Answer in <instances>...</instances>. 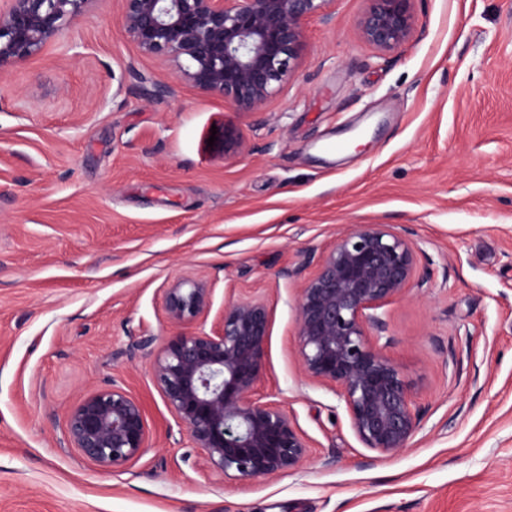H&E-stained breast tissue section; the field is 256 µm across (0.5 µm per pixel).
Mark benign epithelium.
Listing matches in <instances>:
<instances>
[{
	"label": "benign epithelium",
	"instance_id": "obj_1",
	"mask_svg": "<svg viewBox=\"0 0 512 512\" xmlns=\"http://www.w3.org/2000/svg\"><path fill=\"white\" fill-rule=\"evenodd\" d=\"M93 0H0V72L37 56L84 15ZM121 26L146 55L240 113L260 112L299 67L308 19L329 21L336 0H122ZM362 38L392 52L413 35L414 0H367ZM417 274L406 234L388 224H358L336 238L301 286L298 340L304 374L334 388L358 441L391 457L418 430L420 412L398 364L374 341L377 311L401 297ZM169 322L180 328L156 354L152 375L171 413L208 467L225 476L267 479L293 472L309 444L274 401L252 397L263 372L269 308L260 297L207 317L212 288L180 279L164 292ZM69 447L103 470L139 458L148 447L143 406L119 387L84 396L68 413Z\"/></svg>",
	"mask_w": 512,
	"mask_h": 512
}]
</instances>
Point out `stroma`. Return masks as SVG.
Returning a JSON list of instances; mask_svg holds the SVG:
<instances>
[{
  "mask_svg": "<svg viewBox=\"0 0 512 512\" xmlns=\"http://www.w3.org/2000/svg\"><path fill=\"white\" fill-rule=\"evenodd\" d=\"M366 7L308 20L302 65L256 113L142 55L121 0L0 74V512H512V0H415L391 53L361 37ZM227 124L243 154L211 141ZM354 224L393 225L417 254L379 311L422 416L387 458L298 355L300 288ZM188 276L212 290L206 329L265 298L255 396L307 438L297 471H211L168 409L151 363L174 333L164 290ZM114 385L150 437L104 471L66 418Z\"/></svg>",
  "mask_w": 512,
  "mask_h": 512,
  "instance_id": "1",
  "label": "stroma"
}]
</instances>
